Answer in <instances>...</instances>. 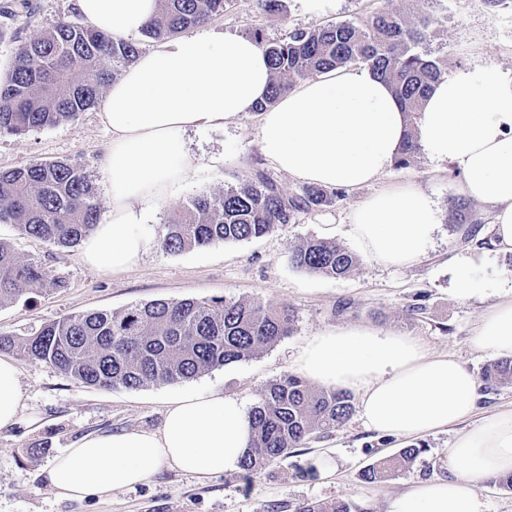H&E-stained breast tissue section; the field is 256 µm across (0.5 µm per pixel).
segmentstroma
I'll return each mask as SVG.
<instances>
[{
    "mask_svg": "<svg viewBox=\"0 0 512 512\" xmlns=\"http://www.w3.org/2000/svg\"><path fill=\"white\" fill-rule=\"evenodd\" d=\"M397 0H337L336 10L311 17L297 0H283L280 12L265 13L259 0H233L206 30L249 37L261 31L267 41L295 29L357 21ZM408 12L431 20L427 48L445 59L449 71L491 59L512 72V0L495 7L483 0H415ZM81 23L74 0H0V81L6 80L19 41L40 36L59 22ZM100 107L77 120L22 135H0V169L31 162L65 161L80 167L96 188L102 213L111 200L101 170L112 134ZM258 112L242 113L224 127L187 131L184 147L193 170L166 199L149 211L142 225L144 250L138 262L116 272L86 265L81 247L62 248L21 235L0 223V241L20 258L41 262L64 286L29 300L0 305V335L12 337L8 349L20 368L23 397L19 420L0 431V512H271L281 504L297 512L307 502L345 501L354 512H386L392 497L414 483L448 474V448L456 428L424 436L427 450L412 466L395 471L380 484L362 480L365 467L396 456L410 438L383 437L366 429L360 413L329 436L310 439L290 456L267 464L252 480L224 473L200 479L161 467L148 481L113 489L110 498H60L48 486L53 460L83 436L124 429L155 430L164 402L189 391L214 390L254 407L261 390L290 373L294 355L319 332L336 327L367 326L418 340L432 354H446L481 375L494 357L475 347L473 338L487 307L512 287V257L491 246L493 211L466 199L453 165L417 155L395 166L376 183L345 190L331 204L295 215L271 233L252 240L217 243L202 249L167 254L161 249L165 226L189 199L270 176L284 195L299 193L301 182L278 171L262 157ZM411 182L435 203L438 224L428 251L418 263L387 268L367 255L347 277L334 279L293 267L289 254L310 238L336 241L349 251L358 245L350 224L356 206L376 191ZM476 227V238L463 239V227ZM469 278L478 294L460 300L455 290ZM234 298L259 300L293 310L288 336L253 357L177 383L138 389L88 387L50 364L21 356L18 346L42 326L93 310L119 312L157 299ZM422 304L423 314L409 317L406 307ZM329 458L335 470L321 478L308 460Z\"/></svg>",
    "mask_w": 512,
    "mask_h": 512,
    "instance_id": "obj_1",
    "label": "stroma"
}]
</instances>
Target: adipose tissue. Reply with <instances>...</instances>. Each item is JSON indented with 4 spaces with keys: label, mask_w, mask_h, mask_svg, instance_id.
Returning a JSON list of instances; mask_svg holds the SVG:
<instances>
[{
    "label": "adipose tissue",
    "mask_w": 512,
    "mask_h": 512,
    "mask_svg": "<svg viewBox=\"0 0 512 512\" xmlns=\"http://www.w3.org/2000/svg\"><path fill=\"white\" fill-rule=\"evenodd\" d=\"M89 27L126 37L155 16L158 0H75ZM263 51L221 32L183 34L141 54L112 82L102 118L112 141L102 160L112 199L107 218L83 244V261L102 271L135 263L145 214L191 169L181 135L260 111L259 148L276 169L324 188L358 189L397 160L406 118L391 88L371 70L333 69L263 107L270 82ZM429 159L455 164L460 189L493 209V244L512 251V74L486 61L436 83L417 121ZM437 226L432 199L408 183L380 190L351 217V234L373 260L391 267L423 257ZM487 353L512 358V290L485 311L474 337ZM293 369L326 387L360 396L361 417L378 433L420 437L461 425L448 449L447 477L394 497L387 512H487L486 476L512 474V409L467 427L480 398L459 361L428 353L405 336L367 327L312 337ZM22 398L19 367L0 357V430L13 426ZM252 442L248 411L215 391L165 403L161 426L78 440L47 472L59 497L102 498L147 481L162 466L200 478L237 473Z\"/></svg>",
    "instance_id": "obj_1"
}]
</instances>
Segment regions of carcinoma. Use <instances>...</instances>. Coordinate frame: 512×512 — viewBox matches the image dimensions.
<instances>
[{
  "instance_id": "1",
  "label": "carcinoma",
  "mask_w": 512,
  "mask_h": 512,
  "mask_svg": "<svg viewBox=\"0 0 512 512\" xmlns=\"http://www.w3.org/2000/svg\"><path fill=\"white\" fill-rule=\"evenodd\" d=\"M157 17L142 33L161 40L186 34L220 15L232 0H158ZM427 19L411 23L401 9L384 8L361 22L340 21L296 30L266 43L272 81L259 109L318 73L362 63L387 81L408 117L397 165L406 166L419 151L417 114L434 83L447 72L445 61L429 57ZM139 43L116 38L69 21L17 45L11 77L0 83V134H25L78 119L98 101L111 73L132 64ZM112 61V70L102 67ZM338 192L306 186L284 196L268 177L202 194L183 205L166 225L167 253L262 237L291 223L298 211L325 206ZM100 220L95 186L67 162H32L0 170V223L14 224L24 235L62 247L86 238ZM291 264L311 273L343 278L357 266L351 251L327 239L313 238L290 255ZM63 287L41 263L22 259L0 242V304L30 291ZM293 314L261 301L227 298L153 300L121 312L92 311L50 322L21 345L24 356L49 363L85 386L138 389L150 383L198 377L251 358L259 349L288 335ZM485 389L512 384V359L497 360L484 371ZM353 413L350 394L310 388L288 374L270 383L251 410L254 442L242 461L247 475L300 448L313 437L340 428ZM424 452L409 445L396 458L373 463L362 472L367 483H381L397 468L410 466ZM299 512H351L350 504L308 502Z\"/></svg>"
}]
</instances>
